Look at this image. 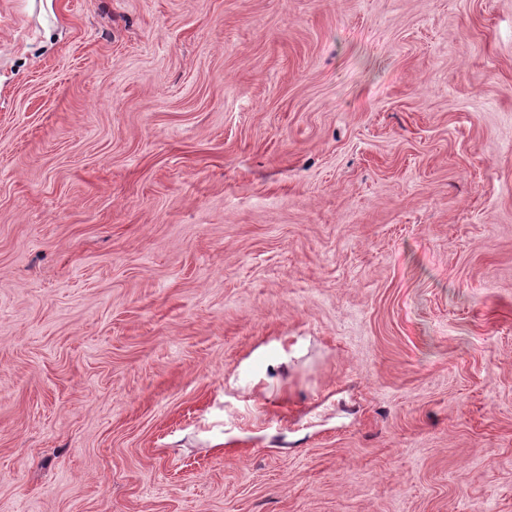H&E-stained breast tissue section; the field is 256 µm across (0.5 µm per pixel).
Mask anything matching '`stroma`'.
Instances as JSON below:
<instances>
[{
    "instance_id": "1",
    "label": "stroma",
    "mask_w": 512,
    "mask_h": 512,
    "mask_svg": "<svg viewBox=\"0 0 512 512\" xmlns=\"http://www.w3.org/2000/svg\"><path fill=\"white\" fill-rule=\"evenodd\" d=\"M0 512H512V0H0Z\"/></svg>"
}]
</instances>
